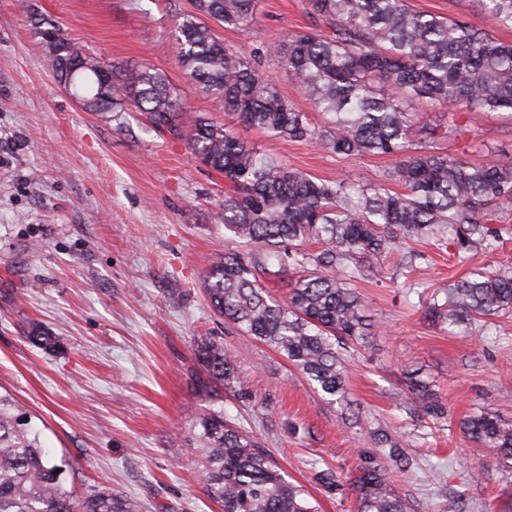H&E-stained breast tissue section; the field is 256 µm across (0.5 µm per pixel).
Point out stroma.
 Here are the masks:
<instances>
[{
    "label": "stroma",
    "mask_w": 512,
    "mask_h": 512,
    "mask_svg": "<svg viewBox=\"0 0 512 512\" xmlns=\"http://www.w3.org/2000/svg\"><path fill=\"white\" fill-rule=\"evenodd\" d=\"M410 9L462 18L503 41L475 0H407ZM191 0H0V388L33 415L69 486H107L139 512H221L200 479L191 412L223 411L256 435L321 512H356L352 491L328 494L316 474L352 477L382 463L381 434L402 437L415 466L387 467L414 512H512V471L460 423L489 411L512 423V312L448 333L425 311L431 293L475 268L512 270V240L480 264L415 243L354 281L381 330L349 357L352 408L330 405L285 358L209 307L212 260L239 250L218 213L227 186L185 143L138 112L86 111L56 80L40 45L55 26L119 69L163 73L185 109L224 123L294 168L326 180L386 182V155L341 158L301 141L243 128L198 91L177 62L176 26ZM251 32L222 30L252 52L310 25L305 0H258ZM445 151L512 159V114L473 112ZM39 328L57 344L41 349ZM237 358L233 383L208 381L197 341ZM430 383L443 417L406 409L410 371Z\"/></svg>",
    "instance_id": "1"
}]
</instances>
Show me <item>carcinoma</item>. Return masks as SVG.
I'll use <instances>...</instances> for the list:
<instances>
[{
    "instance_id": "1",
    "label": "carcinoma",
    "mask_w": 512,
    "mask_h": 512,
    "mask_svg": "<svg viewBox=\"0 0 512 512\" xmlns=\"http://www.w3.org/2000/svg\"><path fill=\"white\" fill-rule=\"evenodd\" d=\"M512 28V0H478ZM175 30L180 67L199 90L224 103L248 129L271 139L305 141L336 156L390 155V179L403 191L362 181L320 180L266 154L204 116L187 118L166 76L149 66L76 74L72 93L88 112L145 113L187 144L231 190L220 214L224 234L243 252L211 264L205 293L224 321L282 355L324 396L348 410L345 363L350 348L375 334L365 300L351 282L401 240L427 239L463 260L494 253L512 239V159L452 155L441 144L466 132L467 112L512 113V43L463 19L411 10L405 0H307L314 23L268 43L325 123L315 125L259 69L255 58L224 44L215 27L245 31L258 23L257 0H192ZM52 70L87 53L53 27ZM414 99L448 113L429 121L409 110ZM309 241L322 244L310 253ZM299 272L285 301L261 277L269 267ZM426 316L450 329L512 310V270L480 272L448 284ZM195 357L212 380L231 381L236 359L220 342L197 343ZM412 410L443 415L435 393L410 381ZM203 444V484L222 512H318L311 494L286 479L250 432L219 411L191 417ZM475 442L512 468V425L487 411L462 422ZM382 455L412 466L404 441L385 439ZM70 462L50 457L31 414L0 392V512H135V504L98 488L65 489ZM351 485L357 512H413L382 467L367 465Z\"/></svg>"
}]
</instances>
